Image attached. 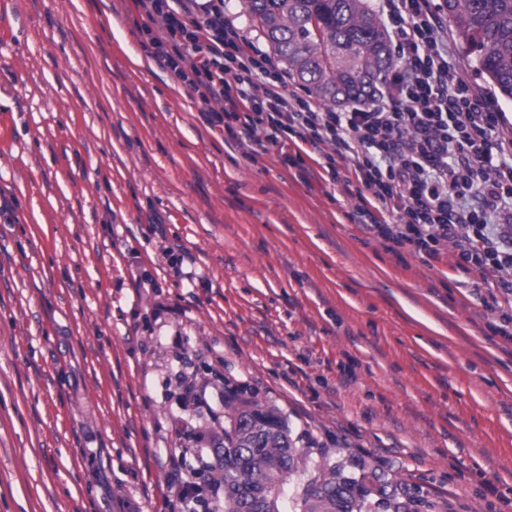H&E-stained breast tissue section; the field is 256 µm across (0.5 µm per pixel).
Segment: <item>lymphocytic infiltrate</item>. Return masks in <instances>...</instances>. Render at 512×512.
I'll return each mask as SVG.
<instances>
[{
  "instance_id": "1",
  "label": "lymphocytic infiltrate",
  "mask_w": 512,
  "mask_h": 512,
  "mask_svg": "<svg viewBox=\"0 0 512 512\" xmlns=\"http://www.w3.org/2000/svg\"><path fill=\"white\" fill-rule=\"evenodd\" d=\"M398 63L346 110L287 91L283 73L224 14V0H133L149 55L208 105L242 147L290 138L320 150L321 178L355 193L351 220L512 295V130L450 61L437 0H382ZM159 18L162 31L149 21Z\"/></svg>"
}]
</instances>
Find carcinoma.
I'll return each mask as SVG.
<instances>
[{
	"label": "carcinoma",
	"mask_w": 512,
	"mask_h": 512,
	"mask_svg": "<svg viewBox=\"0 0 512 512\" xmlns=\"http://www.w3.org/2000/svg\"><path fill=\"white\" fill-rule=\"evenodd\" d=\"M288 77L325 104L367 100L395 64L368 0H245ZM457 39L490 90L512 101V0H442ZM209 468L223 479L224 512H280L283 483L305 464L285 417L254 398L226 402ZM296 512H437L424 490L353 456L304 481Z\"/></svg>",
	"instance_id": "obj_1"
}]
</instances>
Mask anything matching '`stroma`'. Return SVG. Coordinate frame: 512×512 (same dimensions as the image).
<instances>
[{"label": "stroma", "mask_w": 512, "mask_h": 512, "mask_svg": "<svg viewBox=\"0 0 512 512\" xmlns=\"http://www.w3.org/2000/svg\"><path fill=\"white\" fill-rule=\"evenodd\" d=\"M144 20L132 0H0V512H175L167 457L210 462L230 387L298 439L280 512L352 454L451 512H512L489 286L451 273L452 244L388 250L278 146L225 143Z\"/></svg>", "instance_id": "stroma-1"}]
</instances>
